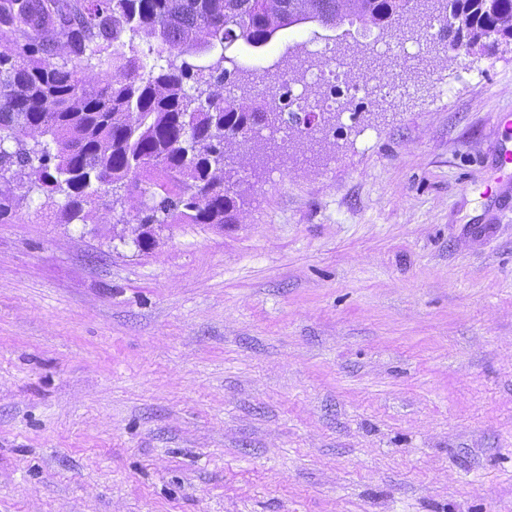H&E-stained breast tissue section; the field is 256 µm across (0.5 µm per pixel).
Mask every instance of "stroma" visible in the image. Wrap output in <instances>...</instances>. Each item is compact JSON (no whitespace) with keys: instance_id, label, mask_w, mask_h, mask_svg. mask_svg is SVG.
Segmentation results:
<instances>
[{"instance_id":"stroma-1","label":"stroma","mask_w":512,"mask_h":512,"mask_svg":"<svg viewBox=\"0 0 512 512\" xmlns=\"http://www.w3.org/2000/svg\"><path fill=\"white\" fill-rule=\"evenodd\" d=\"M407 85L252 155L235 224L0 223V512H512V45L306 38ZM419 48L402 64L401 46Z\"/></svg>"}]
</instances>
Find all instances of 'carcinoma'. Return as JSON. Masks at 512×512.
I'll use <instances>...</instances> for the list:
<instances>
[{
	"instance_id": "carcinoma-1",
	"label": "carcinoma",
	"mask_w": 512,
	"mask_h": 512,
	"mask_svg": "<svg viewBox=\"0 0 512 512\" xmlns=\"http://www.w3.org/2000/svg\"><path fill=\"white\" fill-rule=\"evenodd\" d=\"M420 0H0V222L34 192L65 196L60 223L87 221L105 187L126 190L135 224H233L236 167L251 128L283 120L287 103L225 97L235 72L221 56L204 70L182 60L285 29L357 21L384 28ZM453 49L512 41V0H430ZM147 49L125 45L124 34ZM129 50H124V47ZM106 67L96 75L83 62ZM206 86L187 93L188 81ZM192 137L183 140L186 126Z\"/></svg>"
}]
</instances>
